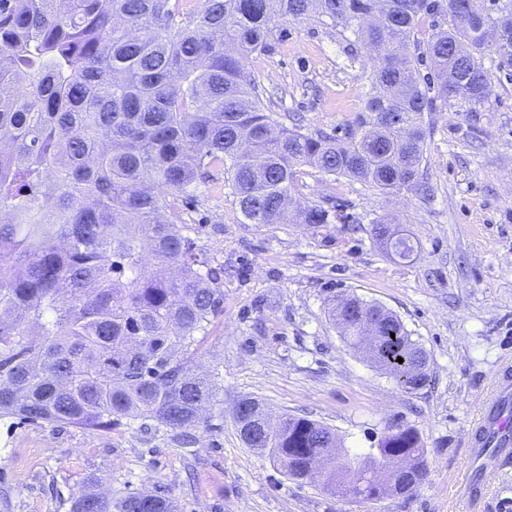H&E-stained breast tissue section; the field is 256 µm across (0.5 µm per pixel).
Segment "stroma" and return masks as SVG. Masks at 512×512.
Segmentation results:
<instances>
[{
    "label": "stroma",
    "instance_id": "1",
    "mask_svg": "<svg viewBox=\"0 0 512 512\" xmlns=\"http://www.w3.org/2000/svg\"><path fill=\"white\" fill-rule=\"evenodd\" d=\"M273 54L248 70L277 119L302 132L344 128L364 108L369 52L351 31L313 18L282 21ZM479 111L432 113L425 191L393 194L304 165L291 190L303 205L353 216L313 227L243 223L229 190L200 188L183 217L224 266V311L196 362L216 397L182 446L140 424L109 433L0 419V512H70L91 484L120 496L162 490L177 512H512V456L476 457L469 428L499 370L512 365V67L486 55ZM396 217L415 245L401 261L371 234ZM352 293L390 309L430 356L431 382L407 393L347 346L328 314ZM262 400L331 428L367 450L390 425L416 429L428 476L412 495L341 498L322 476L296 481L242 442L233 408ZM480 471L476 502L461 485Z\"/></svg>",
    "mask_w": 512,
    "mask_h": 512
}]
</instances>
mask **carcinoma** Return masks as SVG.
<instances>
[{"mask_svg":"<svg viewBox=\"0 0 512 512\" xmlns=\"http://www.w3.org/2000/svg\"><path fill=\"white\" fill-rule=\"evenodd\" d=\"M312 15L372 52L364 110L336 136L274 119L246 68L273 53L279 20ZM488 51L512 66V0H0V419L187 434L215 397L191 364L223 312L224 265L185 233L179 201L225 186L245 224L316 225L337 215L294 205L302 165L383 193L413 188L425 115L451 99L478 111ZM373 235L402 260L413 252L396 229ZM374 308L331 299L350 346L375 321L374 362L400 388H424V348ZM239 436L296 480L341 455L333 494L408 496L428 475L412 427H389L374 453L288 414L266 432L248 418ZM90 504L174 512L165 494L92 489L72 512Z\"/></svg>","mask_w":512,"mask_h":512,"instance_id":"cac0c4a2","label":"carcinoma"}]
</instances>
